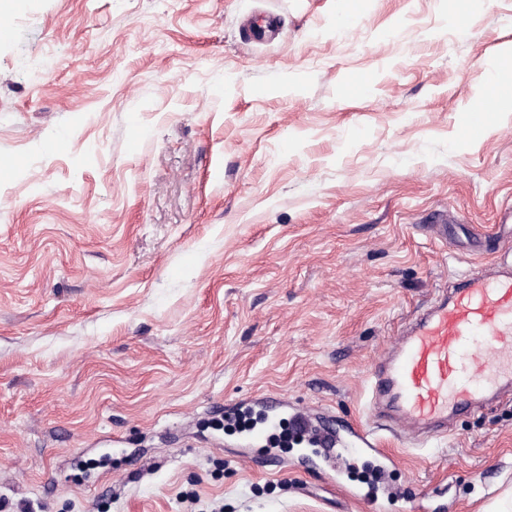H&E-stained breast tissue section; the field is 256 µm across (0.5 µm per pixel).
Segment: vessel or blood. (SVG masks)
Masks as SVG:
<instances>
[{
    "label": "vessel or blood",
    "mask_w": 512,
    "mask_h": 512,
    "mask_svg": "<svg viewBox=\"0 0 512 512\" xmlns=\"http://www.w3.org/2000/svg\"><path fill=\"white\" fill-rule=\"evenodd\" d=\"M512 384V269L472 271L460 277L400 336L388 359L371 372L373 397L386 398L395 418L412 428L444 424L449 414L475 407L490 392ZM266 425L248 434L249 444L265 441L288 404L268 398ZM297 435L339 464L354 445L376 451L372 432L349 443L301 414L292 417Z\"/></svg>",
    "instance_id": "b4317fda"
}]
</instances>
